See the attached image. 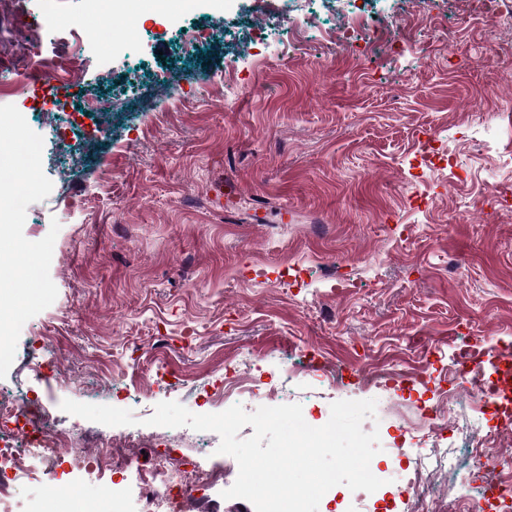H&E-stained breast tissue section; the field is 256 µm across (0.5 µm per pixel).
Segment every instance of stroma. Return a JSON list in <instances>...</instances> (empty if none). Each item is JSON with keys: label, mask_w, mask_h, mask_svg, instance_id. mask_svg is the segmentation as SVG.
Here are the masks:
<instances>
[{"label": "stroma", "mask_w": 512, "mask_h": 512, "mask_svg": "<svg viewBox=\"0 0 512 512\" xmlns=\"http://www.w3.org/2000/svg\"><path fill=\"white\" fill-rule=\"evenodd\" d=\"M341 9L145 0L110 70L89 48L77 60L99 111L23 113L43 145L26 183L59 192L0 226V283L21 247L42 257L38 292L0 303L14 349L0 395L48 390L58 424L108 436L61 402L219 413L233 369L326 422L334 402L423 377L378 427L390 482L356 506L334 486L318 512H411L395 470L422 448L471 470L488 442L474 402L441 395L461 341L490 356L512 342V15L377 0L374 25L400 44L388 54L342 41ZM41 335L48 388L22 362ZM421 398L435 433L406 426ZM198 454L224 471L208 512H254L221 496L236 460Z\"/></svg>", "instance_id": "1"}]
</instances>
